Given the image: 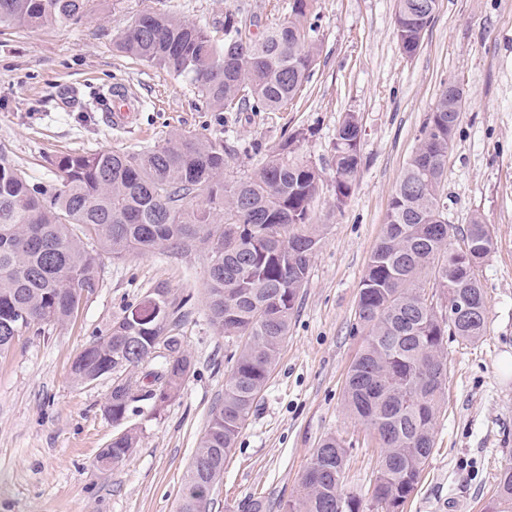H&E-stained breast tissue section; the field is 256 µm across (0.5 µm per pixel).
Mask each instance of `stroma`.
Listing matches in <instances>:
<instances>
[{"instance_id":"35a3bbf8","label":"stroma","mask_w":512,"mask_h":512,"mask_svg":"<svg viewBox=\"0 0 512 512\" xmlns=\"http://www.w3.org/2000/svg\"><path fill=\"white\" fill-rule=\"evenodd\" d=\"M289 0H97L81 25L0 26V154L48 181L65 153L145 149L171 134H221L237 146L226 179L258 158L248 147L299 140L321 169L313 221L323 241L310 260L298 309L264 391L224 463L212 512L249 499L283 512L315 449L329 434L349 450L344 491L370 503L379 450L348 411L345 380L364 338L355 327L369 256L420 131L448 84L464 106L448 154L446 215L457 227L480 217L493 249L482 266L486 334L449 341L435 447L404 512H483L512 464V0H438L420 48L405 55L398 0H314L320 47L302 96L283 112L207 111L188 83L117 51L112 40L139 13L167 11L221 30L232 13L258 36L287 20ZM124 88L130 129H109L85 111L90 91ZM359 118L363 163L351 197L335 206L331 147L346 113ZM98 288L63 325L16 339L0 355V512H176L184 474L224 396L234 340L205 310L210 253L199 245L123 259L101 254ZM189 296L181 328L194 366L179 396L156 414L131 415L139 442L121 464L95 457L120 431L103 413L111 378L79 385L75 355L158 284Z\"/></svg>"}]
</instances>
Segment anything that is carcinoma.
<instances>
[{"label": "carcinoma", "instance_id": "cac0c4a2", "mask_svg": "<svg viewBox=\"0 0 512 512\" xmlns=\"http://www.w3.org/2000/svg\"><path fill=\"white\" fill-rule=\"evenodd\" d=\"M94 0H0V25H75ZM436 0H398L395 33L401 48L429 24ZM313 0H290L285 23L258 38L239 37L240 21L224 17V38L175 15L138 14L114 39L116 49L189 82L212 112H279L302 92L318 50L311 39ZM460 116L442 91L421 130L387 211L384 232L362 278L355 321L365 333L346 378L349 412L379 438L380 464L371 503L343 491L348 449L334 435L313 453L287 512H403L435 444V423L448 374V337L474 342L485 335L481 267L493 248L477 219L460 229L467 254L449 248L456 227L445 220L441 184L448 141ZM360 125L345 117L336 131V207L346 204L362 165ZM235 149L223 135L176 134L148 149L72 153L59 157L53 183L33 181L0 155V354L16 338L71 320L83 293L99 285L98 254L116 259L203 244L211 261L206 307L227 338H241L188 466L177 512L210 507L253 405L267 385L290 329L322 225L311 222L322 182L319 168L295 156L287 138L246 176L228 182ZM459 295L470 314L456 322L433 307L429 294ZM153 294L170 307L160 322L122 315L90 342L70 367L83 384L105 375L115 359L143 367L112 390L105 415L116 423L144 402L159 412L180 392L193 359L176 333L189 299L164 285ZM170 339V355L155 368L154 326ZM136 445L128 430L99 453L113 465ZM485 512H512V466L499 477Z\"/></svg>", "mask_w": 512, "mask_h": 512}]
</instances>
